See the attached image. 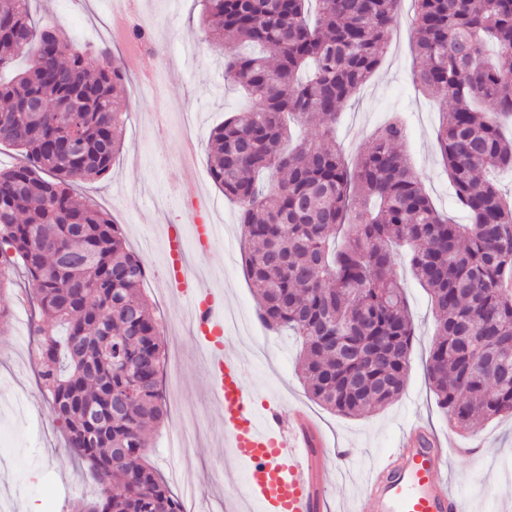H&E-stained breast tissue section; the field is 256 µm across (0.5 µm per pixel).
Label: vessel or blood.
I'll return each instance as SVG.
<instances>
[{"mask_svg": "<svg viewBox=\"0 0 512 512\" xmlns=\"http://www.w3.org/2000/svg\"><path fill=\"white\" fill-rule=\"evenodd\" d=\"M169 282L192 308L191 324L204 345L215 408L223 410L224 446L235 461L237 498L228 512H318L325 475L307 429L284 425L277 409L259 410L243 382L244 360L224 336V297L204 288L187 267L177 228H170ZM410 428L381 467L370 470L356 512H470L468 501L443 479L450 449Z\"/></svg>", "mask_w": 512, "mask_h": 512, "instance_id": "b4317fda", "label": "vessel or blood"}]
</instances>
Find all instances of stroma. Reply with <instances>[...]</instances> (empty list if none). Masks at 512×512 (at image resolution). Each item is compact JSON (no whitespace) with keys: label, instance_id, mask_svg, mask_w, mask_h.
Segmentation results:
<instances>
[{"label":"stroma","instance_id":"35a3bbf8","mask_svg":"<svg viewBox=\"0 0 512 512\" xmlns=\"http://www.w3.org/2000/svg\"><path fill=\"white\" fill-rule=\"evenodd\" d=\"M31 7L38 22L57 25L78 44L107 47L115 58L124 56L125 14L115 0H31ZM133 8L160 51L135 52L136 69L119 94L121 109L128 114L120 152L105 178L79 182L78 199L108 210L132 249L148 247L161 270L166 265L164 225L185 228L194 221L183 185L207 195L212 221L222 227L223 236L212 248L195 252L193 264L206 287L223 289L225 311L248 324L235 340L247 365L245 384L281 411H304L321 434L325 446L320 453L330 477L320 512H336L351 501L363 474L415 422L459 448L448 465V485L469 501L471 512H512V417L489 419L473 433L449 427L425 372L435 333L433 309L410 271L407 251H400L397 268L416 336L403 393L385 408L358 417L339 415L308 397L296 338L267 329L255 316L254 290L243 267L238 207L209 173L211 130L247 101L238 89L225 85L221 51L201 38L199 0H134ZM411 11L404 0L400 24L380 66L338 119L336 143L346 157L356 158L392 113H404L406 155L436 208L463 224L467 217L455 206L436 146L442 107L412 81ZM31 289L20 277L0 293V305L11 313L9 330L0 334V512H23L27 506L35 512H68L71 500L96 495L98 486L86 464L70 455L50 404L28 382L36 369L30 336L33 310L18 299ZM166 342L169 352L178 354L181 370L175 381L162 372L161 390L168 408H183L185 430L194 444L185 453L173 448L176 420L170 415L150 433L147 459L173 493L193 494L197 512H224L234 488L212 478L223 470L227 450L209 399L203 349L184 326L167 329ZM338 446L351 449V458L336 459L332 450Z\"/></svg>","mask_w":512,"mask_h":512}]
</instances>
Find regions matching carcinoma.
Returning a JSON list of instances; mask_svg holds the SVG:
<instances>
[{
  "instance_id": "carcinoma-1",
  "label": "carcinoma",
  "mask_w": 512,
  "mask_h": 512,
  "mask_svg": "<svg viewBox=\"0 0 512 512\" xmlns=\"http://www.w3.org/2000/svg\"><path fill=\"white\" fill-rule=\"evenodd\" d=\"M412 3L414 82L453 103L436 144L469 223L431 203L400 150L399 116L354 161L336 146V120L378 68L400 0H204V38L231 36L224 78L252 100L212 130L208 163L239 206L257 316L302 339L310 397L352 417L403 392L415 331L393 247L407 245L435 317L428 382L448 422L474 432L512 417V201L490 177L512 171V0ZM0 19V73L30 58L0 77V145L24 158L0 170V292L20 261L35 285L39 386L100 486L72 512H182L146 461L145 434L165 415L164 343L141 294L143 260L72 189L105 177L121 148L125 72L108 49L37 27L30 0H0ZM69 109L76 155L62 148ZM290 116L319 127L320 140L284 150Z\"/></svg>"
}]
</instances>
